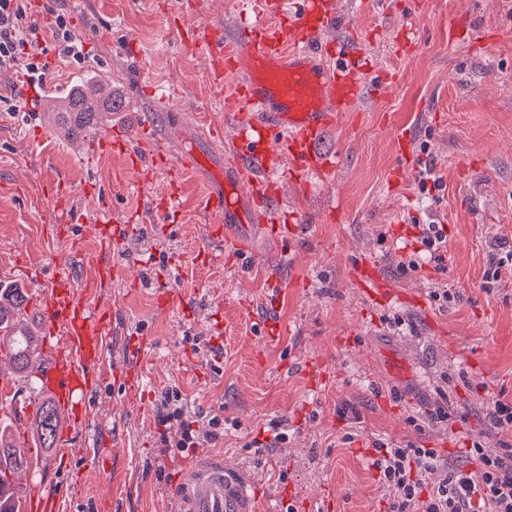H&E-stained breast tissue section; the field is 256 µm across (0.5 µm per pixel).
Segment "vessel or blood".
<instances>
[{
  "mask_svg": "<svg viewBox=\"0 0 512 512\" xmlns=\"http://www.w3.org/2000/svg\"><path fill=\"white\" fill-rule=\"evenodd\" d=\"M289 24L255 21L240 27L231 44L217 39L212 27L196 29L191 45L203 49L216 67L245 71L236 94L244 110L232 116L235 159L224 170V186L206 192L204 211L219 220L213 229L251 220L284 236L276 185L283 176L328 173L335 166L319 145L335 126L338 113L381 85L380 74L367 71L362 52L350 39L326 33L340 13L338 0H297ZM133 168L170 171L198 165L196 154L171 157L147 140L128 152ZM358 284L366 300L386 302L391 288L372 268L360 270ZM40 314L48 335L36 375L52 392L72 425L83 419V400L98 384L94 369L101 356L100 336L111 323L109 309L90 310L77 296L66 272H59L41 298ZM254 477L223 456H196L188 473L172 488L173 512H257ZM28 512H56V496L37 482L26 487Z\"/></svg>",
  "mask_w": 512,
  "mask_h": 512,
  "instance_id": "b4317fda",
  "label": "vessel or blood"
}]
</instances>
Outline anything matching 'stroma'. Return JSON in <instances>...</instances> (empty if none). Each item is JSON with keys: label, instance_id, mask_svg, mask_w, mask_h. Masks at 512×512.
Wrapping results in <instances>:
<instances>
[{"label": "stroma", "instance_id": "1", "mask_svg": "<svg viewBox=\"0 0 512 512\" xmlns=\"http://www.w3.org/2000/svg\"><path fill=\"white\" fill-rule=\"evenodd\" d=\"M62 6L90 59L80 68L49 54L47 86L61 97L87 79L110 87L112 123L133 136L144 110L160 105L157 145L175 156L200 151L206 165L153 174L143 188L123 156L91 150L105 127L66 140L45 113L0 112V286L25 290L21 311L36 332L38 299L61 266L89 309L112 311L99 364L106 382L86 398L69 456L34 448L48 394L0 352L10 381L0 402L20 407L9 426L30 451L15 484L45 483L61 495L59 512H167L184 465L221 453L250 466L259 512H386L376 443L432 448L466 469L471 442L492 454L512 447V431L490 418L495 402H512V0H381L368 10L340 0L351 25L334 36L355 34L390 87L339 115L321 145L336 158L331 174L279 183L287 238L230 225L250 244L245 254L214 242L200 209L234 156L225 102L236 78L216 83L208 54L179 33L206 25L232 40L259 18V0H30L29 16L46 28ZM401 128L411 136L405 159ZM428 161L441 189L421 188ZM51 182L84 221L55 223ZM174 189L180 208L155 238L153 200ZM97 206L119 220L138 216L112 248L102 290L92 286ZM432 221L446 237L440 263L421 242ZM218 250L223 264L209 263L205 252ZM362 262L400 302L362 299ZM273 277L284 289L274 307ZM444 289L451 301L436 300ZM267 319L283 327L277 339L267 338ZM134 346L145 354L131 398L114 369ZM172 391L200 431L223 419L217 438L164 447L157 409ZM276 428L285 441H274Z\"/></svg>", "mask_w": 512, "mask_h": 512}]
</instances>
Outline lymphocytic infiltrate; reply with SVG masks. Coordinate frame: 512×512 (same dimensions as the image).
I'll return each instance as SVG.
<instances>
[{"label":"lymphocytic infiltrate","instance_id":"obj_1","mask_svg":"<svg viewBox=\"0 0 512 512\" xmlns=\"http://www.w3.org/2000/svg\"><path fill=\"white\" fill-rule=\"evenodd\" d=\"M27 0H0V75L24 66L29 85L42 83L49 50H57L72 63H87L89 53L77 41L66 11L55 12L50 28L28 19ZM159 421L162 440L177 448L197 447L199 431L184 421L182 408L163 399ZM374 461L380 480L393 495L387 512H473L474 501L487 504L490 512H512V448L490 456L480 446L470 448L475 469L449 465L431 448H396L376 444Z\"/></svg>","mask_w":512,"mask_h":512}]
</instances>
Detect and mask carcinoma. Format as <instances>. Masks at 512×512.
Wrapping results in <instances>:
<instances>
[{
    "label": "carcinoma",
    "mask_w": 512,
    "mask_h": 512,
    "mask_svg": "<svg viewBox=\"0 0 512 512\" xmlns=\"http://www.w3.org/2000/svg\"><path fill=\"white\" fill-rule=\"evenodd\" d=\"M112 111V91L95 84L89 92L73 96L62 110H56V122L65 133L74 135L86 124H106L103 112ZM26 294L19 288L0 289V347H5L15 369L22 374L33 372L39 357L38 336L16 326L14 317ZM34 423L37 438L43 448L53 447L60 425V413L55 403L43 402L36 410ZM28 460L13 434L0 432V512H21L20 495L11 485L8 474L26 466Z\"/></svg>",
    "instance_id": "carcinoma-1"
}]
</instances>
